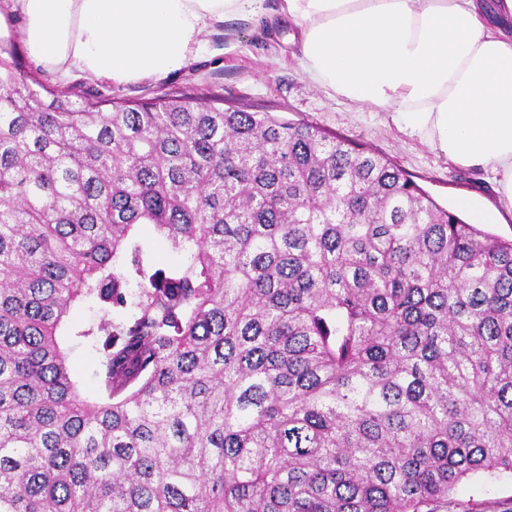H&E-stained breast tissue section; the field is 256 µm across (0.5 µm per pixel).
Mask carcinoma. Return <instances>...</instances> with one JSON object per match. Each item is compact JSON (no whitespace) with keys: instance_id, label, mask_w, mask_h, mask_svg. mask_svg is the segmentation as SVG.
I'll use <instances>...</instances> for the list:
<instances>
[{"instance_id":"1","label":"carcinoma","mask_w":512,"mask_h":512,"mask_svg":"<svg viewBox=\"0 0 512 512\" xmlns=\"http://www.w3.org/2000/svg\"><path fill=\"white\" fill-rule=\"evenodd\" d=\"M37 86L0 45V512H426L512 473V241L307 122ZM88 297L92 403L57 341ZM137 237L142 245L145 256L154 268L165 271L173 268L180 257L166 241L160 239L154 232L151 224H141L137 229Z\"/></svg>"}]
</instances>
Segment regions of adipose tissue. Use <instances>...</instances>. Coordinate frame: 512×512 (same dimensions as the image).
Masks as SVG:
<instances>
[{
    "instance_id": "1",
    "label": "adipose tissue",
    "mask_w": 512,
    "mask_h": 512,
    "mask_svg": "<svg viewBox=\"0 0 512 512\" xmlns=\"http://www.w3.org/2000/svg\"><path fill=\"white\" fill-rule=\"evenodd\" d=\"M263 0H0L60 80L162 79L228 16ZM315 85L392 113L454 164L490 173L512 207V0H282Z\"/></svg>"
}]
</instances>
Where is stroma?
I'll use <instances>...</instances> for the list:
<instances>
[{
    "label": "stroma",
    "mask_w": 512,
    "mask_h": 512,
    "mask_svg": "<svg viewBox=\"0 0 512 512\" xmlns=\"http://www.w3.org/2000/svg\"><path fill=\"white\" fill-rule=\"evenodd\" d=\"M281 0H265L262 21L228 18L216 25L208 42L186 68L160 80L114 85L96 78L67 83V90L93 100L145 102L164 95L201 98L216 106L248 112H269L291 121H305L345 136L385 155L403 169L442 207L457 210L459 199L474 206L498 208L497 221L487 232L512 239V210L501 207L489 174L477 167L455 165L400 131L392 114L335 98L315 86L302 72L298 31L280 16ZM21 22L6 15L0 22V44L12 47L25 72L48 88H58L54 74L28 53ZM102 311L92 299L72 307L60 332L64 350L81 395L90 401L104 397L101 384V338H82L81 330L97 326ZM436 512H512V475H479L458 484Z\"/></svg>",
    "instance_id": "1"
}]
</instances>
